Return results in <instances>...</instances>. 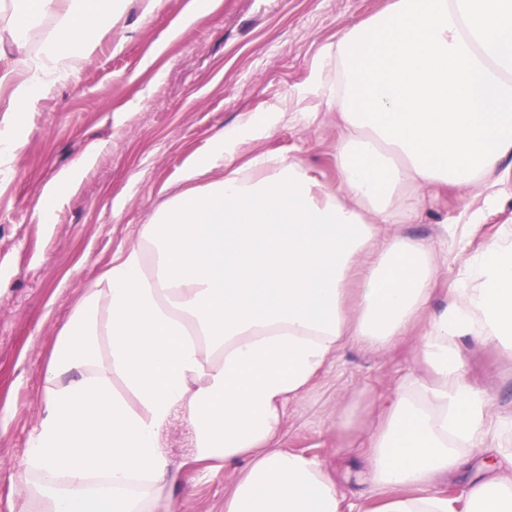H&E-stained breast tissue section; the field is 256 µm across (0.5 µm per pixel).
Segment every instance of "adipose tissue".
Segmentation results:
<instances>
[{"mask_svg":"<svg viewBox=\"0 0 512 512\" xmlns=\"http://www.w3.org/2000/svg\"><path fill=\"white\" fill-rule=\"evenodd\" d=\"M124 11L125 0H0L8 112L91 59ZM314 93L344 131L336 185L275 156L229 167L244 136L279 125L246 117L87 286L11 474L31 512H177L162 437L178 412L193 462L241 468L224 512H347L321 462L278 448L288 406L346 343L381 350L412 333L427 375L378 406L358 448V512H512V422L465 380L462 356L470 340L512 352V234L472 251L388 230L412 223L434 187L512 173V0H394L324 49ZM216 169L223 178L206 181ZM450 259L459 279L439 306ZM488 448L507 474L471 480L460 503L438 490Z\"/></svg>","mask_w":512,"mask_h":512,"instance_id":"obj_1","label":"adipose tissue"}]
</instances>
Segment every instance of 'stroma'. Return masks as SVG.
I'll return each mask as SVG.
<instances>
[{
  "label": "stroma",
  "instance_id": "stroma-1",
  "mask_svg": "<svg viewBox=\"0 0 512 512\" xmlns=\"http://www.w3.org/2000/svg\"><path fill=\"white\" fill-rule=\"evenodd\" d=\"M390 2L214 0L210 14L189 24L192 0H163L148 17L141 0H128L123 29L104 35L90 60L23 113L10 171L0 174V512L25 508L10 468L36 434L44 371L86 287L184 190V170L209 153L216 135L245 116L282 112L286 120L271 137L242 141L236 164L264 155L299 159L335 185L342 130L335 107L310 93L315 64L348 27ZM52 186L60 204L43 224L36 206ZM489 193L496 200L471 236L480 247L512 229V177L432 189L402 231L435 239L444 227L463 228L467 205L483 207ZM416 345L409 335L380 352L341 351L308 395L289 405L280 449L323 462L355 497L360 467L354 452L338 449L336 419L354 403L393 396L409 376L424 377ZM463 358L467 378L511 419L512 356L470 341ZM165 446L179 471V512H224L236 472L191 462L192 432L182 416L173 417Z\"/></svg>",
  "mask_w": 512,
  "mask_h": 512
}]
</instances>
